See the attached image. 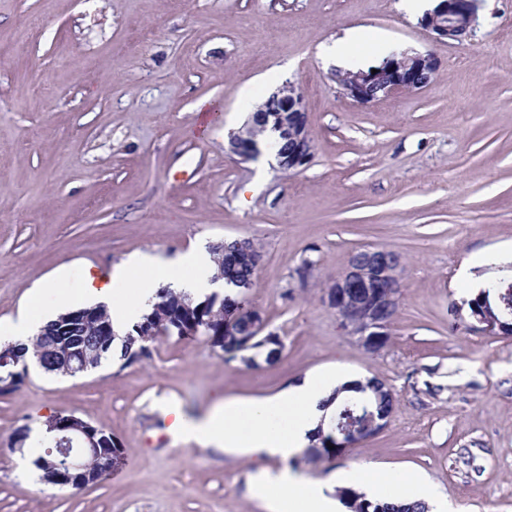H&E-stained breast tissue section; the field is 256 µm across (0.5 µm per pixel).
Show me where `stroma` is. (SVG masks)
<instances>
[{
    "label": "stroma",
    "instance_id": "stroma-1",
    "mask_svg": "<svg viewBox=\"0 0 512 512\" xmlns=\"http://www.w3.org/2000/svg\"><path fill=\"white\" fill-rule=\"evenodd\" d=\"M350 28L369 34L352 54L375 64L387 49L431 52L434 79L354 102L323 52ZM0 37L14 45L0 54V326L58 275L246 237L263 249L249 302L285 344L256 368L172 339L123 369H31L0 396V512H268L248 480L282 461L172 437L171 413L198 419L338 366L395 391L391 422L296 471L368 464L422 478L449 512H512V335L481 332L456 279L468 254L512 248V0H481L473 35L454 45L401 0H0ZM287 81L306 92L313 144L290 174L227 148ZM372 248L404 259L377 353L322 300ZM71 412L127 450L118 473L80 490L40 482L11 446L19 427Z\"/></svg>",
    "mask_w": 512,
    "mask_h": 512
}]
</instances>
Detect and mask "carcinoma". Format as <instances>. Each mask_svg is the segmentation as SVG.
<instances>
[{
	"mask_svg": "<svg viewBox=\"0 0 512 512\" xmlns=\"http://www.w3.org/2000/svg\"><path fill=\"white\" fill-rule=\"evenodd\" d=\"M209 251L215 266L214 278L223 280L228 286L247 284L255 278V266L242 259L247 252H262L261 246L254 240L226 238L212 244ZM241 302L242 299L237 293L217 301L213 293L194 298L169 285L161 286L156 300L122 337L120 366L124 368L150 358L155 343L171 338L178 341L201 339L210 347L220 349L222 355L238 359L248 367L257 366L256 358L260 355L265 357L266 362H271L269 349L258 344L243 349L236 337L224 333V315L238 307ZM91 309L94 312L93 317L81 325L77 333L78 339L95 347L103 343L104 327L112 325V321L106 305H93ZM61 318L62 315H57L41 327L27 343H6L14 352V360L0 365V375L10 377L19 372L21 363L25 360L39 359L42 371L67 376L65 364L46 351L49 342L53 340L51 334L57 329ZM347 392L348 395L342 398L339 397V392L333 393L332 399L338 400L336 413L332 415L327 427H318L309 456L315 459L339 457V449L333 447L335 437L347 427L350 420L361 414L366 400L372 401L375 414L380 419L392 415L394 411V393L376 377L368 379L365 384H351L347 387ZM338 496L345 502L349 512H428V507L421 503L399 504L369 499L365 493L352 488L338 490Z\"/></svg>",
	"mask_w": 512,
	"mask_h": 512,
	"instance_id": "carcinoma-1",
	"label": "carcinoma"
}]
</instances>
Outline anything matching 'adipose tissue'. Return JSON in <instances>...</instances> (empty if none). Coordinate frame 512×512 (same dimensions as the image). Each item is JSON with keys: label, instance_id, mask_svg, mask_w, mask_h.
<instances>
[{"label": "adipose tissue", "instance_id": "1", "mask_svg": "<svg viewBox=\"0 0 512 512\" xmlns=\"http://www.w3.org/2000/svg\"><path fill=\"white\" fill-rule=\"evenodd\" d=\"M163 284L197 298L223 288L222 283L211 279L210 252L193 249L174 261L142 253L107 274L83 271L70 288L58 287L53 281L45 283L33 298L29 313L9 328V339L27 342L30 330L79 302L106 304L114 331L124 334L151 305ZM356 380L355 374L339 367L306 376L272 397L223 401L196 420L176 416L172 429L205 448L264 455L286 462L308 449L313 432L329 411L327 401L334 390ZM394 482L392 475L369 466L355 467L326 481L305 478L285 466L262 472L253 481L251 493L266 504L269 512H340L341 503L334 495L337 485L355 484L368 496L376 497Z\"/></svg>", "mask_w": 512, "mask_h": 512}]
</instances>
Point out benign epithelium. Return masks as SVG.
<instances>
[{
	"label": "benign epithelium",
	"mask_w": 512,
	"mask_h": 512,
	"mask_svg": "<svg viewBox=\"0 0 512 512\" xmlns=\"http://www.w3.org/2000/svg\"><path fill=\"white\" fill-rule=\"evenodd\" d=\"M434 6L420 20L421 26L438 40L461 43L472 35L476 23L478 0H433ZM439 68L437 58L431 53L407 50L394 52L385 63L371 70H359L347 74L340 87L353 101L368 104L374 101L397 98L425 88ZM273 124L277 137L290 141L295 149L288 154L276 153L277 166L285 172L304 168L312 156L311 137L307 122L306 96L301 87L288 83L272 92L258 104L246 123L229 137L232 151L243 161H249L260 153L259 143L251 135V129ZM401 265L389 257L380 259L373 269H361L353 264L335 280L333 287L325 290L323 301L342 322L348 335L365 349L379 352L384 348L381 337L389 334V320L384 308L399 303L401 292ZM250 322L251 338L242 343L246 348L257 340L264 346L278 343L273 334L264 333L262 314L249 306L224 318L226 330L233 327L240 317ZM482 330L489 333H511L491 311H484L478 318ZM52 355L62 360L68 371L84 375L98 366L99 352L88 350L76 342L54 344L49 348ZM49 428L63 432L56 438L57 448L48 450L49 458L44 467L51 474V483L66 485L75 480L87 486L94 473L90 461L103 457L101 446L107 443V431L92 425L72 413L50 415L46 419ZM387 424L366 412L358 422L345 431V437L336 440L337 447L350 449L366 439L369 433L384 430Z\"/></svg>",
	"instance_id": "obj_1"
}]
</instances>
